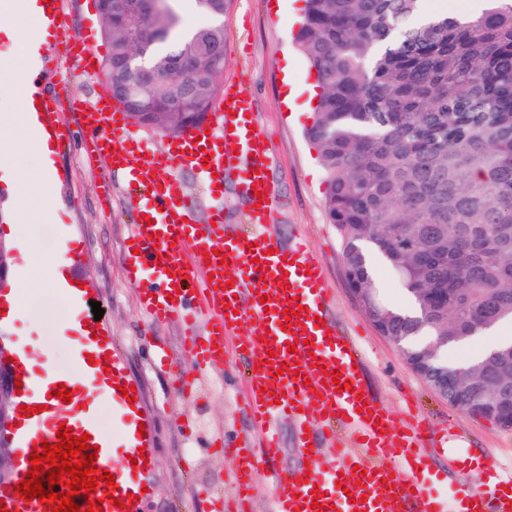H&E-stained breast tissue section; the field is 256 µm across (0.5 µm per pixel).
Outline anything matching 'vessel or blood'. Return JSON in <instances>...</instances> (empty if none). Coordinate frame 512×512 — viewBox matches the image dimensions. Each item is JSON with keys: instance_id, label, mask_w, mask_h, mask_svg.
Wrapping results in <instances>:
<instances>
[{"instance_id": "b4317fda", "label": "vessel or blood", "mask_w": 512, "mask_h": 512, "mask_svg": "<svg viewBox=\"0 0 512 512\" xmlns=\"http://www.w3.org/2000/svg\"><path fill=\"white\" fill-rule=\"evenodd\" d=\"M75 44L80 67L96 87L80 108L85 140L138 187L124 263L141 312L151 324L181 323L185 348L207 369L223 365L227 337L238 339L246 362L245 408L263 438L258 449L245 437L230 447L239 512H253L252 481L266 467L272 470V512H446L414 478L427 465L422 442L431 427L422 420L399 427L367 393L358 348L330 320L322 262L305 241L282 244L273 230L276 200L268 191L266 135L247 92L226 87L220 108L148 156L130 121L114 111L90 43L79 37ZM183 167L215 197L224 175H234L252 205L250 231L237 234L219 212L211 223H198L178 177ZM65 294L76 312L68 337L70 367L41 365L25 340L9 339L10 370L21 386L13 397L14 466L0 481V512H51L49 504L21 498L16 489L31 469L33 448L57 443L62 426L72 436L89 435L99 448L95 468L115 478L116 490L103 482L95 489L104 512H142L152 487L154 419L144 399L123 397L135 380L105 328L84 314L86 289L72 278ZM301 306L306 318L288 325L286 311ZM336 371L350 389L337 391ZM58 384L72 390L69 402L53 397ZM103 404L111 410L108 431L98 417ZM27 407L32 416L24 415ZM285 418L305 466L282 473L273 465L283 452L279 423ZM340 427L350 432L353 447H337ZM330 446L337 447V456L327 454ZM463 499L466 512H512V475L465 492Z\"/></svg>"}]
</instances>
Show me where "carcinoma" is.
<instances>
[{"instance_id":"cac0c4a2","label":"carcinoma","mask_w":512,"mask_h":512,"mask_svg":"<svg viewBox=\"0 0 512 512\" xmlns=\"http://www.w3.org/2000/svg\"><path fill=\"white\" fill-rule=\"evenodd\" d=\"M200 26L151 35L146 0H112V61L141 51L156 74L150 98L112 96L131 120L154 113L173 133L182 113L207 114L222 88V18L233 0H193ZM421 0H305L296 42L321 88L306 136L325 171L326 210L354 287L368 289L382 326L409 353L415 336L464 344L512 323V0L479 17L419 20ZM196 60L199 74L178 65ZM378 254L411 315L385 302L367 266ZM470 392L512 396V342L448 366Z\"/></svg>"}]
</instances>
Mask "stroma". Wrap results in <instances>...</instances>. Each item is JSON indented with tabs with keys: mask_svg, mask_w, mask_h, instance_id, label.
<instances>
[{
	"mask_svg": "<svg viewBox=\"0 0 512 512\" xmlns=\"http://www.w3.org/2000/svg\"><path fill=\"white\" fill-rule=\"evenodd\" d=\"M63 6L70 19L68 31L48 38L45 47L71 86L69 97L59 101L54 116L76 130L80 124L75 103L94 95L95 89L80 72L71 42L93 26L97 12L95 0H63ZM303 7V0H233L224 17L221 82L241 86L252 99L272 162L275 231L286 243L296 235H306L320 255L333 296L332 318L341 334L358 339L366 356L364 377L370 392L395 415L398 424L419 414L447 429V444L431 449V467L419 473L418 482L434 496L456 504L462 488L480 487L488 469L512 473V427L451 407L410 370L398 347L379 334L349 289L341 239L326 214L324 171L305 136L312 115L308 82L303 78L308 66L292 42ZM288 75L296 78L297 92L286 105L282 90ZM17 144L18 160L29 174L23 198L26 224L36 246L25 254L14 252L10 259L12 280H26L30 286L23 300L26 316L9 328V335L26 337L35 351H47L53 365H69L66 349L57 339L69 314L61 292L46 287L50 278L47 257L59 240H78L81 255L73 272L89 297L101 304L105 326L123 345L131 373L143 384L155 416V494L147 512H172L176 505L182 512H212L205 491H230L231 465L210 443L221 433L236 438L252 430L242 403V359L235 346H228L219 387L210 388L204 378L195 395L176 392L173 374L152 367L150 351L138 343L142 321L122 255L132 222L124 175L115 172L108 182H101L99 174L106 170V160L77 145L54 154L55 194L49 197L37 184L39 158L29 140L21 135ZM46 211L52 214L47 222L41 219Z\"/></svg>",
	"mask_w": 512,
	"mask_h": 512,
	"instance_id": "35a3bbf8",
	"label": "stroma"
}]
</instances>
